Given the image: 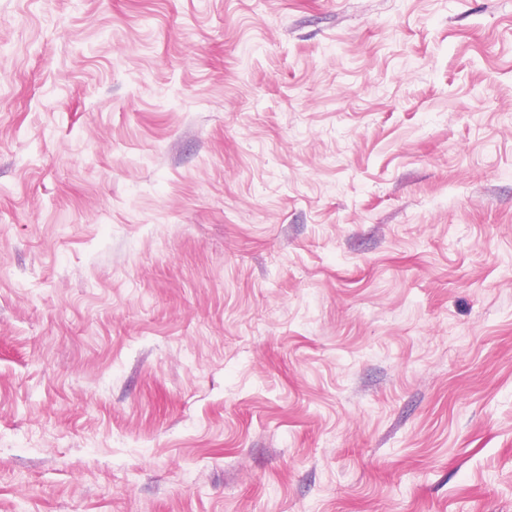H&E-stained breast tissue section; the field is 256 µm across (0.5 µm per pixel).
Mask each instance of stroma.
<instances>
[{
	"instance_id": "35a3bbf8",
	"label": "stroma",
	"mask_w": 512,
	"mask_h": 512,
	"mask_svg": "<svg viewBox=\"0 0 512 512\" xmlns=\"http://www.w3.org/2000/svg\"><path fill=\"white\" fill-rule=\"evenodd\" d=\"M0 512H512V0H0Z\"/></svg>"
}]
</instances>
